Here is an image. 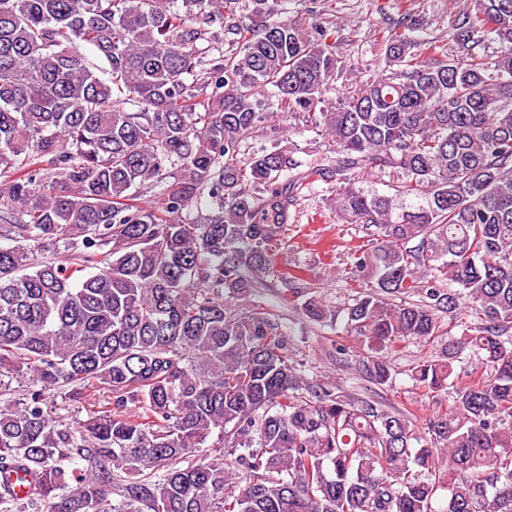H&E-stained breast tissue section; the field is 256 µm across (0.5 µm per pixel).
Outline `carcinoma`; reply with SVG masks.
I'll return each instance as SVG.
<instances>
[{
  "label": "carcinoma",
  "mask_w": 512,
  "mask_h": 512,
  "mask_svg": "<svg viewBox=\"0 0 512 512\" xmlns=\"http://www.w3.org/2000/svg\"><path fill=\"white\" fill-rule=\"evenodd\" d=\"M229 2L0 0V370H29L0 405V472L36 476L17 512H512V0H473L445 59L404 14L384 42L396 71L334 107L341 58L323 27L278 17V0H249L250 22L228 26ZM227 34L239 51L201 56ZM490 37L493 62L475 52ZM268 85L336 143L311 173L371 236L343 315L361 373L391 387L388 351L439 338L442 313L477 315L410 370L448 397L420 432L310 380L258 300L288 226L279 176L296 165L275 143L239 160ZM367 169L403 177L395 196L358 186ZM163 178L161 205L139 203ZM302 314L336 321L311 296ZM67 387L81 403L105 390L112 409L63 425L52 392Z\"/></svg>",
  "instance_id": "carcinoma-1"
}]
</instances>
